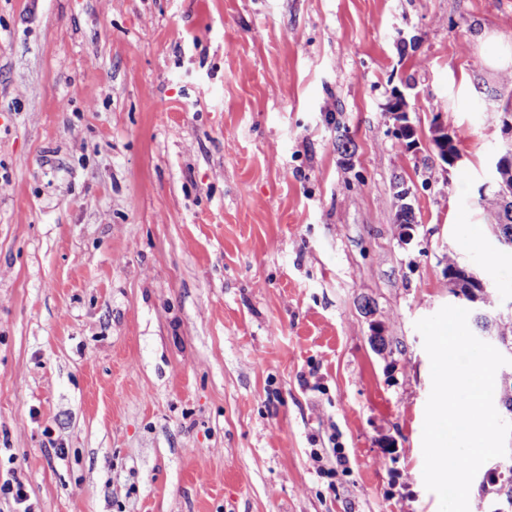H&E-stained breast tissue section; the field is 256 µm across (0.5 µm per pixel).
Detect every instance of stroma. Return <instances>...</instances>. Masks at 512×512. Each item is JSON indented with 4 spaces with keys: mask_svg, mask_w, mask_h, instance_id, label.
I'll use <instances>...</instances> for the list:
<instances>
[{
    "mask_svg": "<svg viewBox=\"0 0 512 512\" xmlns=\"http://www.w3.org/2000/svg\"><path fill=\"white\" fill-rule=\"evenodd\" d=\"M509 52L512 0H0V482L34 512H438L415 324L451 251L512 297L478 206Z\"/></svg>",
    "mask_w": 512,
    "mask_h": 512,
    "instance_id": "1",
    "label": "stroma"
}]
</instances>
